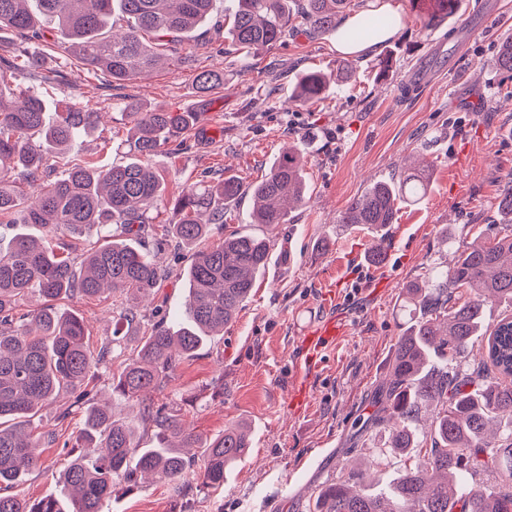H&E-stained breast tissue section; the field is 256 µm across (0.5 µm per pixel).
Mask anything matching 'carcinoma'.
<instances>
[{
    "label": "carcinoma",
    "instance_id": "obj_1",
    "mask_svg": "<svg viewBox=\"0 0 512 512\" xmlns=\"http://www.w3.org/2000/svg\"><path fill=\"white\" fill-rule=\"evenodd\" d=\"M215 0H0V29L20 38L16 54L0 56V221L39 224L50 245L29 233L15 234L0 247V512H103L116 493H131L139 478L167 481L180 496L193 486L218 489L224 475L250 448L249 430L231 424L204 438L166 407L147 402L163 387L182 359L210 336L224 332L251 296L259 270L269 262L273 240L265 235L231 234L198 251L187 270L186 322L177 326L161 317L144 332L124 367L112 375V394L139 403V418L121 420L94 402L89 384L112 356L125 354L127 336L140 328L132 307L118 313L112 335L99 349L88 345L81 317L61 309L71 298L132 297L155 294L165 270L133 239L148 240L156 251L178 243L202 241L211 225H223L224 203L243 196L253 202L252 222L273 227L285 223L287 207L305 201V152L295 144L284 150L263 178L250 185L233 176L203 188L190 186L175 200L179 219L153 232L150 213L162 197V177L151 159L171 138L189 133L194 112L145 110L124 104L131 119L132 158L103 169L81 155H68L76 139L93 130L100 113L74 99L58 104L56 120H45L42 96L22 87L25 75L41 66L27 44L41 40L38 15L55 19L67 36L64 50L80 64L106 72L122 84L153 69L158 47L179 41L209 20ZM225 32L238 49L260 55L292 31H337L351 0H305L299 13L290 0H234ZM459 0H411L416 17L428 23L456 12ZM127 19L116 31L112 13ZM388 20L362 16L346 39L370 38ZM331 78L320 70L304 73L295 98L314 103L328 93ZM224 84V72L195 77V90L208 97ZM430 165L409 167L397 182L373 185L337 219L362 224L378 236L370 257L383 258L384 230L399 204L424 195ZM33 188V194L24 187ZM498 209L506 218L500 234L461 250L453 264L435 267L406 289L412 325L399 337L391 369L377 385L370 414L356 440L386 430L389 452L413 465L397 469L387 493L374 494L377 466L325 481L309 512H512V486L487 481L512 477V315L486 322L484 304L499 300L512 307V178L499 192ZM97 235L77 264L74 241ZM487 342L479 358L468 360L475 338ZM69 392L70 409L85 413L84 428L72 445L73 458L60 480L65 496L29 501L5 493L36 469L35 449L56 442L34 435L30 418L59 391ZM153 429L154 444L140 447V430ZM196 448L198 455H186Z\"/></svg>",
    "mask_w": 512,
    "mask_h": 512
}]
</instances>
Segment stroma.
Here are the masks:
<instances>
[{
  "mask_svg": "<svg viewBox=\"0 0 512 512\" xmlns=\"http://www.w3.org/2000/svg\"><path fill=\"white\" fill-rule=\"evenodd\" d=\"M399 2L398 31L368 53L340 54L335 33L323 31L288 34L270 52L252 57L211 20L180 43L188 63L168 60L119 86L54 49V32L46 30L44 73L30 85L49 104L72 93L100 113L98 127L76 145L99 165L130 158L124 102L199 112L186 149L154 159L164 179L154 225L176 222L172 202L186 187L228 176L257 182L297 142L304 144L307 160V199L291 209L286 223H252L247 197L225 204L227 222L213 225L205 245L232 233L265 234L274 240L271 259L223 335L186 358L151 394L206 436L248 423V453L227 473L221 490H196L184 501L167 482L149 479L129 494L113 496L103 512H262L270 500L278 501L277 512H309L317 485L347 476L360 456L375 459L383 470L395 469L385 434L367 437L359 448L350 435L372 413L371 394L387 375L404 331V288L431 267L452 264L456 250L477 235L499 231V188L512 177V73L497 64L501 42L512 38V0H460L453 18L427 26L416 20L410 0ZM385 57L392 69L383 78L378 62ZM346 64L351 80L334 83L324 101H292L303 71L333 73ZM417 68L431 81L414 88L410 79ZM54 70L67 73L65 87L45 83L44 74ZM206 70L223 71L224 84L203 99L194 94L193 82ZM420 157L432 164L427 193L420 203L401 205L386 229V257L375 263L370 230L339 224L337 217L367 188L398 180ZM194 254L191 247L156 254L168 274L152 300L137 304L143 322L159 312L173 322L183 319L184 271ZM339 279V296L327 300L326 284ZM64 307L84 320L91 349L111 335V300L76 299ZM331 315L342 317L348 331L322 352L307 402L295 409L298 338ZM70 401V394L59 393L31 419L35 434L52 432L61 441L41 448L39 467L18 486L30 500L59 491L60 473L70 460L66 444L83 426L78 411L58 421Z\"/></svg>",
  "mask_w": 512,
  "mask_h": 512,
  "instance_id": "35a3bbf8",
  "label": "stroma"
}]
</instances>
